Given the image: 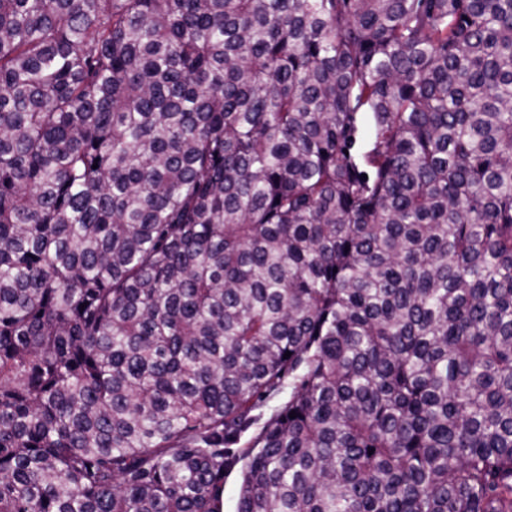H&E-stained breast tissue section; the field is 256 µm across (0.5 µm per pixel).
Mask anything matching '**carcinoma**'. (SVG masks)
Masks as SVG:
<instances>
[{
	"mask_svg": "<svg viewBox=\"0 0 512 512\" xmlns=\"http://www.w3.org/2000/svg\"><path fill=\"white\" fill-rule=\"evenodd\" d=\"M237 469L512 512V0H0V512Z\"/></svg>",
	"mask_w": 512,
	"mask_h": 512,
	"instance_id": "carcinoma-1",
	"label": "carcinoma"
}]
</instances>
